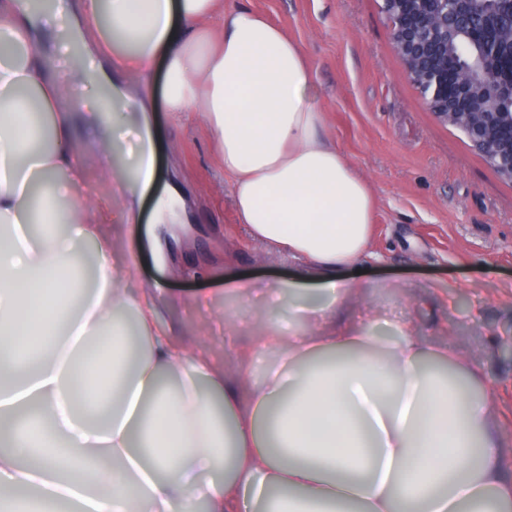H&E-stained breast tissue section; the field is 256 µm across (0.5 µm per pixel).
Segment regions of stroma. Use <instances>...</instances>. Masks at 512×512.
I'll use <instances>...</instances> for the list:
<instances>
[{
    "label": "stroma",
    "mask_w": 512,
    "mask_h": 512,
    "mask_svg": "<svg viewBox=\"0 0 512 512\" xmlns=\"http://www.w3.org/2000/svg\"><path fill=\"white\" fill-rule=\"evenodd\" d=\"M254 9L300 42L314 68L327 130L377 200L371 255L358 281L372 282L363 309L412 316L420 336L465 350L486 376L495 412L512 445V181L493 169L457 128L440 122L409 79L391 39L383 0H224ZM163 69L138 86L160 130L158 186L181 196L182 233L166 250L151 221L154 195L137 199L135 243L121 257L133 268L132 294L158 289L159 316L195 350L218 349L227 367L271 324L287 326L288 305L225 295L224 280L273 284L294 269L247 236L233 208L215 140L196 112L172 113ZM73 138L87 168L81 195L113 196L84 110L72 112ZM431 291L444 321L408 300L401 287ZM237 319L235 329L217 325Z\"/></svg>",
    "instance_id": "obj_1"
}]
</instances>
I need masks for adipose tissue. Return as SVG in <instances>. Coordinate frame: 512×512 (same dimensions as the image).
<instances>
[{
    "mask_svg": "<svg viewBox=\"0 0 512 512\" xmlns=\"http://www.w3.org/2000/svg\"><path fill=\"white\" fill-rule=\"evenodd\" d=\"M58 27L65 82L48 76L33 24ZM165 67L169 111L201 113L250 237L295 264L272 294L303 327L273 328L237 372L170 337L112 224L155 176L146 103L112 121L132 83ZM96 102L103 171L126 177L101 205L70 112ZM375 194L325 129L302 45L222 0H0V491L10 512H512V457L478 365L417 333L375 335L347 278L369 254ZM95 286L73 303L79 248ZM271 358L251 378L254 355Z\"/></svg>",
    "mask_w": 512,
    "mask_h": 512,
    "instance_id": "adipose-tissue-1",
    "label": "adipose tissue"
}]
</instances>
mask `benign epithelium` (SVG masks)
Masks as SVG:
<instances>
[{
  "mask_svg": "<svg viewBox=\"0 0 512 512\" xmlns=\"http://www.w3.org/2000/svg\"><path fill=\"white\" fill-rule=\"evenodd\" d=\"M394 19L392 40L409 77L442 123L461 130L482 155L495 154L494 167L512 180V113L481 112L472 118L474 93L512 104V45L498 43V12L486 11L481 26L461 33L448 19L468 0H383ZM481 45L483 56L464 62L448 52L455 39Z\"/></svg>",
  "mask_w": 512,
  "mask_h": 512,
  "instance_id": "7a95c632",
  "label": "benign epithelium"
}]
</instances>
